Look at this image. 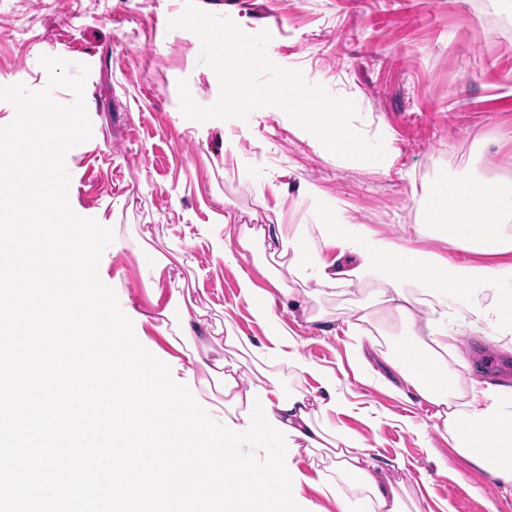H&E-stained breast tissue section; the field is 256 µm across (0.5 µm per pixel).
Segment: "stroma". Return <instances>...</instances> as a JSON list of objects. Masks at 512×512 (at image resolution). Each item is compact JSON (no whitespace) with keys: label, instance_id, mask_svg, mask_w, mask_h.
Segmentation results:
<instances>
[{"label":"stroma","instance_id":"obj_1","mask_svg":"<svg viewBox=\"0 0 512 512\" xmlns=\"http://www.w3.org/2000/svg\"><path fill=\"white\" fill-rule=\"evenodd\" d=\"M249 34L269 31L274 63L354 101L356 130L382 140L385 168L324 151L280 111L199 123L179 107L187 80L202 105L219 83L199 64V38L169 29L175 0H0V85L46 87L41 56L88 65L84 97L92 137L71 149L68 198L80 216L116 237L99 276L120 304L146 309V276L136 254L150 245L170 260L167 288L189 290L204 321L263 339L241 276L269 297L299 351L336 379L352 410L328 414L356 435L373 461L403 482L416 512H512V494L462 458L437 428L433 408L392 391L382 349L399 326L363 321L368 280L321 297L309 320L303 292L284 298L260 255L214 257L225 223L316 224L321 207L409 246L455 261L473 253L416 235L417 195L440 177L478 174L512 181V13L499 0H196ZM321 193L312 200L306 185ZM449 366L465 377L512 381V337L494 341L466 318Z\"/></svg>","mask_w":512,"mask_h":512}]
</instances>
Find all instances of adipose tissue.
Wrapping results in <instances>:
<instances>
[{"label":"adipose tissue","instance_id":"adipose-tissue-1","mask_svg":"<svg viewBox=\"0 0 512 512\" xmlns=\"http://www.w3.org/2000/svg\"><path fill=\"white\" fill-rule=\"evenodd\" d=\"M420 235H430L463 250L488 255L512 252V183L493 185L483 177L456 178L421 199ZM313 241L304 224H270L261 228L225 225L224 241L215 257L228 259L233 250L267 252L270 259L287 258L285 274H274L273 286L291 297L287 277L314 285L315 295L347 290L372 277L381 287L373 314L402 327L393 351L384 362L418 396L432 405L458 454L497 484L512 487V388L477 380L464 382L450 369L448 323L466 314L470 323L490 336L512 335V261L497 264L455 262L443 255L411 248L380 235L370 225L324 215ZM147 273L151 309L148 325L175 349L185 352L187 367L206 402L225 409L236 425H243L246 392L238 380L245 362L262 367L257 379L266 391L277 421L298 430L299 453L316 455L324 445L328 466L320 475L319 490L334 500L339 512H411L403 484L391 481L370 461L369 448L356 436L337 435L320 415L335 409V382L322 375L330 398L316 405L301 392L287 389L266 365L286 364L296 374L311 373L298 351L287 350L288 330L267 304L256 301L253 315L267 326L265 344L230 333L214 336L202 327L178 293L162 286L168 259L153 248L139 252ZM436 298L426 319H418L419 295Z\"/></svg>","mask_w":512,"mask_h":512}]
</instances>
